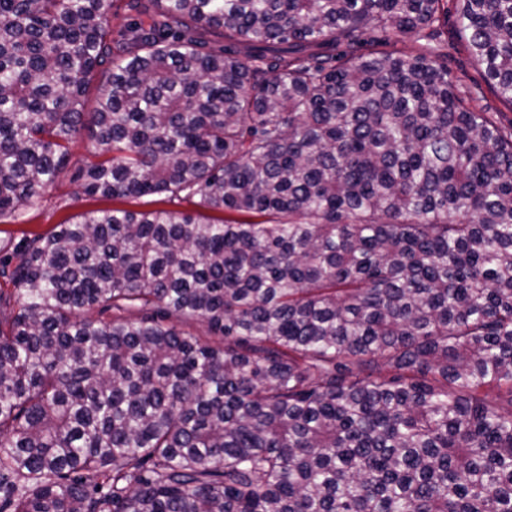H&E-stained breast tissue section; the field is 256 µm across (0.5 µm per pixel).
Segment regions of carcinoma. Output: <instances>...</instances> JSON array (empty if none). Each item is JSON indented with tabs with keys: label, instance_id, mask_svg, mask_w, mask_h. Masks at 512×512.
Instances as JSON below:
<instances>
[{
	"label": "carcinoma",
	"instance_id": "carcinoma-1",
	"mask_svg": "<svg viewBox=\"0 0 512 512\" xmlns=\"http://www.w3.org/2000/svg\"><path fill=\"white\" fill-rule=\"evenodd\" d=\"M110 7L0 0V217L86 133L84 194L244 219L0 245V512H512V131L438 41L512 104V0ZM448 72L458 80L459 89L468 97L472 106L484 109L497 123L506 128L512 127V105L493 93L482 77V69L466 49L455 25V18L448 15Z\"/></svg>",
	"mask_w": 512,
	"mask_h": 512
}]
</instances>
